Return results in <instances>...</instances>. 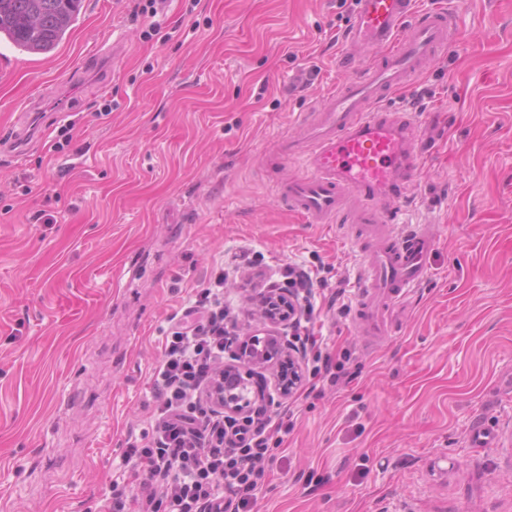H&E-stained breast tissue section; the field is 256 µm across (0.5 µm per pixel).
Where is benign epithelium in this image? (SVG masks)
Here are the masks:
<instances>
[{
	"label": "benign epithelium",
	"mask_w": 512,
	"mask_h": 512,
	"mask_svg": "<svg viewBox=\"0 0 512 512\" xmlns=\"http://www.w3.org/2000/svg\"><path fill=\"white\" fill-rule=\"evenodd\" d=\"M268 292L269 296L258 301V306L269 323V330L262 337L250 338L247 346L240 347L241 367L224 370L214 385L211 401L224 409L226 415L238 416L253 410L255 399L250 397L249 370L254 367L273 360L286 361L290 363L288 380L297 381L293 369L300 366L303 354L286 341L283 330L298 316V308L282 289L270 288Z\"/></svg>",
	"instance_id": "7a95c632"
}]
</instances>
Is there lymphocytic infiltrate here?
Masks as SVG:
<instances>
[{"label":"lymphocytic infiltrate","mask_w":512,"mask_h":512,"mask_svg":"<svg viewBox=\"0 0 512 512\" xmlns=\"http://www.w3.org/2000/svg\"><path fill=\"white\" fill-rule=\"evenodd\" d=\"M224 279L197 291L167 337L153 379L152 433L129 444L127 469L105 512H249L275 455L271 421L226 436L200 392L217 372L230 333Z\"/></svg>","instance_id":"1"}]
</instances>
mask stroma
<instances>
[{"mask_svg":"<svg viewBox=\"0 0 512 512\" xmlns=\"http://www.w3.org/2000/svg\"><path fill=\"white\" fill-rule=\"evenodd\" d=\"M136 2L83 0L46 55L0 43V512H100L173 316L220 270L261 334L243 281L290 262L326 282L315 329L343 374L302 366L271 407L288 432L251 512H512V0H418L458 28L403 99L423 148L395 223L436 244L377 337L358 246L276 194L301 171L283 140L346 78L355 0ZM26 112L39 132L8 150Z\"/></svg>","mask_w":512,"mask_h":512,"instance_id":"1","label":"stroma"}]
</instances>
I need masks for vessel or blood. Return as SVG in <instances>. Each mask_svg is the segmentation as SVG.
Returning a JSON list of instances; mask_svg holds the SVG:
<instances>
[{
	"label": "vessel or blood",
	"instance_id": "1",
	"mask_svg": "<svg viewBox=\"0 0 512 512\" xmlns=\"http://www.w3.org/2000/svg\"><path fill=\"white\" fill-rule=\"evenodd\" d=\"M456 26L455 12L421 9L416 0H356L337 57L352 76L314 105L300 136L285 144V156L304 168L277 186L288 211L308 224H332L345 213L364 227L369 247L355 283L369 336L387 335L385 304L426 279L435 244L428 229L403 233L383 220L413 184L421 154L412 114L388 101L415 83L426 62L447 53ZM358 45L380 52L381 63L360 67Z\"/></svg>",
	"mask_w": 512,
	"mask_h": 512
}]
</instances>
